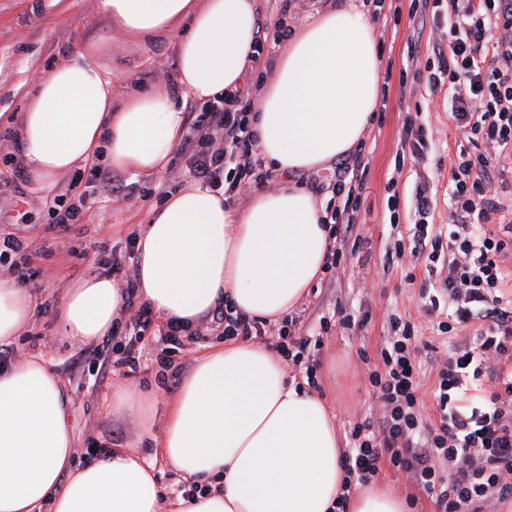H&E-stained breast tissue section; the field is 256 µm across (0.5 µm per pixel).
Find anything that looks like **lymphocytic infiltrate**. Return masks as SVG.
<instances>
[{
	"mask_svg": "<svg viewBox=\"0 0 512 512\" xmlns=\"http://www.w3.org/2000/svg\"><path fill=\"white\" fill-rule=\"evenodd\" d=\"M293 0H277L275 14L259 23L252 66L240 89L214 99L188 102L186 135L176 149L184 169L235 203L245 190L275 181L259 152L252 118L257 93L268 77L259 63L267 46H282L292 30L285 21ZM448 27L447 48H433L412 83L448 88V112L465 139L451 167L446 229L427 224L434 206L428 180L415 188L417 222L410 227V257L425 261L420 291L424 317L450 339L436 368V421L422 412L420 329L392 315L380 348V368L368 383L377 408L355 423L341 453L343 493L335 512H348L352 490L378 476L383 464L403 473L430 497L434 512H482L492 501L512 498V311L503 305L512 270L502 258L512 247V225L489 230L498 197L512 186L499 159L512 154V0H411L408 57L417 59L426 29ZM313 191L344 196L327 202L324 224L334 240L324 270L335 273L347 259L357 209L366 186L364 148L356 146L330 175L299 176ZM212 320L233 339L276 337V350L315 383L317 363L308 359L311 340L296 317L275 326L218 302Z\"/></svg>",
	"mask_w": 512,
	"mask_h": 512,
	"instance_id": "f902f5d3",
	"label": "lymphocytic infiltrate"
}]
</instances>
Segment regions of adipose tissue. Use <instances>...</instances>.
Listing matches in <instances>:
<instances>
[{
  "label": "adipose tissue",
  "mask_w": 512,
  "mask_h": 512,
  "mask_svg": "<svg viewBox=\"0 0 512 512\" xmlns=\"http://www.w3.org/2000/svg\"><path fill=\"white\" fill-rule=\"evenodd\" d=\"M126 32L175 35V88L112 104V80L93 47L42 75L17 138L42 187L103 156L113 171L161 172L186 133L179 98L205 102L240 87L257 31V0H101ZM377 39L365 11L340 0L294 31L253 119L276 172L313 171L365 136L379 99ZM307 190L255 192L246 207L193 181L170 195L136 236L137 295L165 325L187 330L223 298L275 323L317 281L333 240ZM112 278L91 274L67 289L63 336L90 345L125 314ZM30 293L0 276V345L34 323ZM113 412L138 421L136 445L73 464L68 402L50 360L0 366V512H334L343 493L342 438L324 400L288 374L281 356L241 339L198 358L174 397L116 386ZM163 460L194 490L168 496ZM350 512H409L401 495L356 486Z\"/></svg>",
  "instance_id": "adipose-tissue-1"
}]
</instances>
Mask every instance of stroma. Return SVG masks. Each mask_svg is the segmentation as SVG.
<instances>
[{
  "label": "stroma",
  "mask_w": 512,
  "mask_h": 512,
  "mask_svg": "<svg viewBox=\"0 0 512 512\" xmlns=\"http://www.w3.org/2000/svg\"><path fill=\"white\" fill-rule=\"evenodd\" d=\"M391 3L399 12L398 24L375 26L381 66L388 69L389 76L381 81L377 109L363 138L367 184L357 215L359 247L337 270L329 288L308 292L294 310L305 334L322 339L317 391L335 414L344 436L355 422L370 415L375 403L367 382L369 366L361 359L360 350L376 354L388 334L392 314L415 322L421 315L419 287L408 284L405 275L411 270L424 277V262H390L386 252L416 219L413 196L420 179L432 183L436 196L430 223H447L449 159L462 141L448 114L447 87L434 93L420 87L404 95L400 80L408 61L411 0ZM90 43L100 44L102 61L112 75L113 104L176 79L175 39L141 38L123 32L103 13L99 0H0V134L17 131L39 76L69 62L76 51ZM413 106L421 108L434 130V141L423 162L406 160L398 171L394 168L395 155L401 149L406 110ZM70 180V174H63L51 188L44 189L29 179L20 192L0 190V203L8 205L12 217L26 209L32 212V221L14 225L13 231L30 246L24 286L37 304V316L14 346L24 356L42 355L51 360L72 411L77 436L73 461L79 465L86 449L124 447L137 439V426L112 416L107 409L113 387L151 386L165 397H173L195 358L223 344L224 336L217 330L187 342L184 350L174 355L170 370L164 372L157 356L165 340L159 324H152L137 344V368L121 367L110 378L97 381L99 362L112 358L113 353L102 344L80 346L62 336L58 327L60 305L71 283L97 272L100 253L127 262L129 243L135 239L138 225L149 223L158 207L156 198L148 194L158 179L123 175L126 198L121 202L101 188L88 187L89 208L82 223L61 229L49 224L45 204L64 191ZM391 180L400 198L401 225L397 228L390 225L386 212L387 183ZM344 305L368 310V320L360 331L352 333L337 324V310ZM321 314L333 321L325 336L317 320Z\"/></svg>",
  "instance_id": "stroma-1"
}]
</instances>
